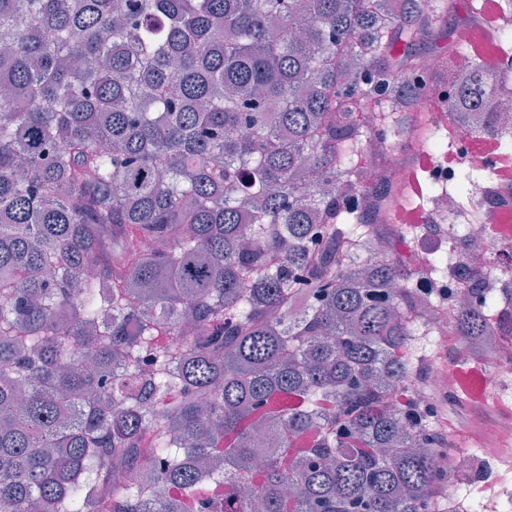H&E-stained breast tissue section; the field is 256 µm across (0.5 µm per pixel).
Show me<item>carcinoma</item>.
Returning <instances> with one entry per match:
<instances>
[{
    "instance_id": "carcinoma-1",
    "label": "carcinoma",
    "mask_w": 512,
    "mask_h": 512,
    "mask_svg": "<svg viewBox=\"0 0 512 512\" xmlns=\"http://www.w3.org/2000/svg\"><path fill=\"white\" fill-rule=\"evenodd\" d=\"M434 2L0 0V512H440L441 438L391 406L428 299L350 257L337 190L346 117L423 95L396 46ZM483 71L448 111L499 121Z\"/></svg>"
}]
</instances>
